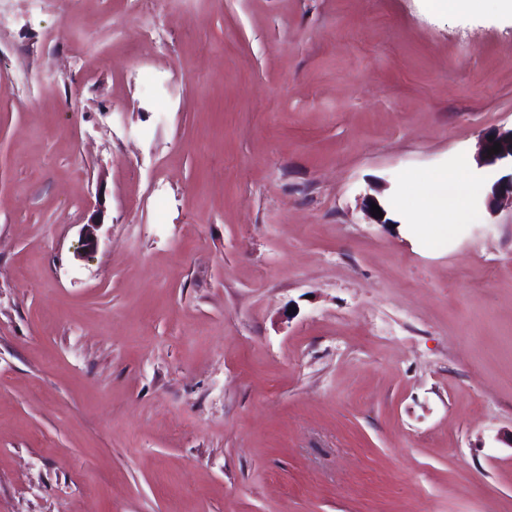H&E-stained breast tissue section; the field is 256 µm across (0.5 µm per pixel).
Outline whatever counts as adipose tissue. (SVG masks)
<instances>
[{"instance_id":"obj_1","label":"adipose tissue","mask_w":512,"mask_h":512,"mask_svg":"<svg viewBox=\"0 0 512 512\" xmlns=\"http://www.w3.org/2000/svg\"><path fill=\"white\" fill-rule=\"evenodd\" d=\"M454 187V194H447V187ZM407 192L415 199L419 215L416 232L426 239H440L451 232L449 216L468 218L472 199L480 192L478 182L468 179L463 171L432 170L419 179L409 182Z\"/></svg>"}]
</instances>
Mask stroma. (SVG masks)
Here are the masks:
<instances>
[{"label": "stroma", "mask_w": 512, "mask_h": 512, "mask_svg": "<svg viewBox=\"0 0 512 512\" xmlns=\"http://www.w3.org/2000/svg\"><path fill=\"white\" fill-rule=\"evenodd\" d=\"M511 127L492 2L0 0V512H512V208L362 205ZM430 6L440 12L458 15H474L482 12L486 0H428Z\"/></svg>", "instance_id": "1"}]
</instances>
